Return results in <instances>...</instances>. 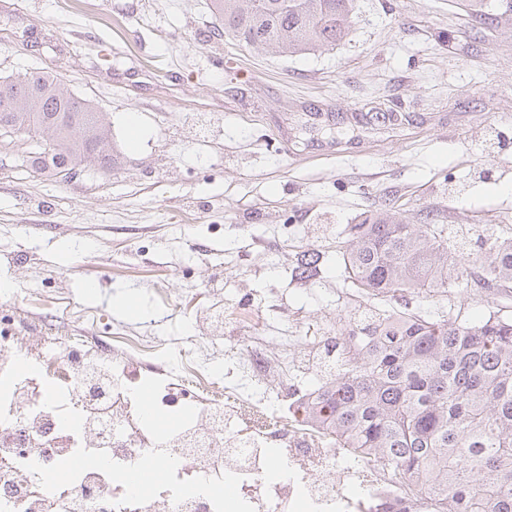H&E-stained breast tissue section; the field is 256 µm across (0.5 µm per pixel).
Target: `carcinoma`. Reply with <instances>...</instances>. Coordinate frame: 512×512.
I'll return each mask as SVG.
<instances>
[{
    "mask_svg": "<svg viewBox=\"0 0 512 512\" xmlns=\"http://www.w3.org/2000/svg\"><path fill=\"white\" fill-rule=\"evenodd\" d=\"M485 24L512 18V0H460ZM224 32L247 47L283 56L333 47L349 35L357 0H210ZM51 72L0 83V122L21 114L28 136L53 128L54 154L35 150L30 166L62 174L72 163L112 168L103 126L89 100L68 95ZM448 245V225L410 224L401 208L375 211L346 227L342 259L356 297L396 305L368 310L323 348L318 388L292 393L289 411L353 458L371 456L398 506L414 497L429 512H512V317L469 320L412 307L471 281L512 288V238L484 240L466 272ZM321 256L306 251L295 277L309 279Z\"/></svg>",
    "mask_w": 512,
    "mask_h": 512,
    "instance_id": "carcinoma-1",
    "label": "carcinoma"
}]
</instances>
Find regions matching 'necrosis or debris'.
Listing matches in <instances>:
<instances>
[{"label": "necrosis or debris", "mask_w": 512, "mask_h": 512, "mask_svg": "<svg viewBox=\"0 0 512 512\" xmlns=\"http://www.w3.org/2000/svg\"><path fill=\"white\" fill-rule=\"evenodd\" d=\"M19 321L0 313V512H359L392 494L369 458L341 463L321 436L237 425L238 407L207 398L205 361L183 402L153 387L158 415L177 422L164 433L143 420L134 392L141 357L114 362L86 337L41 328L21 338ZM276 457L284 470L273 471ZM148 459L165 478L135 492L128 476ZM61 466L68 480L51 481Z\"/></svg>", "instance_id": "4bbe7bcc"}]
</instances>
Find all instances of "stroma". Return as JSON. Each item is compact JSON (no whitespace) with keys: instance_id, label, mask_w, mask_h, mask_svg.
Instances as JSON below:
<instances>
[{"instance_id":"1","label":"stroma","mask_w":512,"mask_h":512,"mask_svg":"<svg viewBox=\"0 0 512 512\" xmlns=\"http://www.w3.org/2000/svg\"><path fill=\"white\" fill-rule=\"evenodd\" d=\"M358 5L340 44L288 57L218 32L208 0H0V78L60 73L106 113L116 158L63 182L23 165L24 139L0 145V283L24 289L27 326L115 356L148 343L181 378L192 321L223 311L230 397L237 340L321 336L355 309L341 248L364 212L393 201L452 236L512 237V26L456 0ZM310 249L316 274L293 278ZM448 303L512 316V292Z\"/></svg>"}]
</instances>
